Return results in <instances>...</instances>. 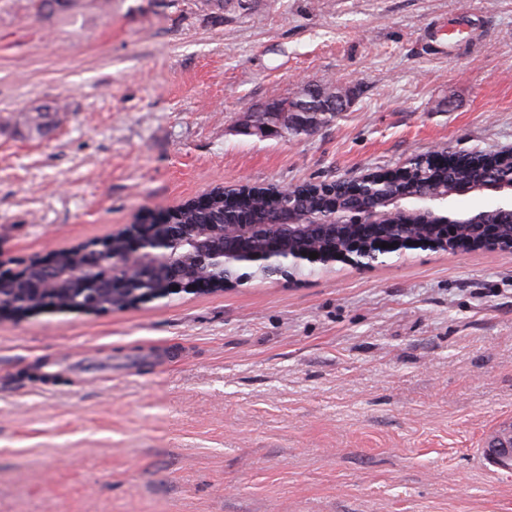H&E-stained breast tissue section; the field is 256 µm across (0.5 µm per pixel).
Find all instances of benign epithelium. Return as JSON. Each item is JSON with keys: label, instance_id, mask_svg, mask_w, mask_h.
Listing matches in <instances>:
<instances>
[{"label": "benign epithelium", "instance_id": "7a95c632", "mask_svg": "<svg viewBox=\"0 0 512 512\" xmlns=\"http://www.w3.org/2000/svg\"><path fill=\"white\" fill-rule=\"evenodd\" d=\"M407 161L405 176L391 172L385 176L369 175L348 183L352 191L363 186L387 183H407L413 178L411 164ZM472 192L487 193L494 197V206L503 216L512 219V178L497 176L478 184H460L448 188L443 194L415 191L411 194L391 195L383 200L387 206L401 207L405 200L411 201L414 210L422 217L440 227L452 224L455 237L445 235L437 239L420 235L392 238L384 235L382 225L375 223V209L358 205L350 210H340L328 205L326 214L308 219L290 204L283 205L270 221L250 223L232 222L224 224L168 225V233L160 239L145 236L146 225L133 224L122 233L124 246L112 252V288L123 291L135 285H148L154 271L161 265L170 270L167 291L178 288L185 291L200 290L198 278L211 269L224 272V287L230 288L247 280L242 273L245 267L263 269L271 276L293 278V272L308 265L341 263L351 267H364L380 263L385 255L394 250L400 254L408 250L445 248L451 253L459 252L458 238L477 233L476 248H491L512 251V239L506 241L493 225V234H487L486 213L462 215L450 211L453 197ZM342 238L344 245L333 252H325L317 241L325 236ZM388 247H382V244ZM316 253V258L309 257ZM46 284L62 280H80L74 272H63L57 264L56 255L38 258ZM482 452L495 467L512 471V419L498 424L485 438Z\"/></svg>", "mask_w": 512, "mask_h": 512}]
</instances>
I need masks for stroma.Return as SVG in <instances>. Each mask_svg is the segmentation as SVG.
Masks as SVG:
<instances>
[{
    "mask_svg": "<svg viewBox=\"0 0 512 512\" xmlns=\"http://www.w3.org/2000/svg\"><path fill=\"white\" fill-rule=\"evenodd\" d=\"M476 30L449 44V18ZM335 80L291 140L246 112ZM60 105L32 136L27 112ZM512 148V0H0V264L216 187ZM512 252L412 250L105 313L0 318V512H512ZM315 86L319 89V93L316 96L309 95L305 98H294V100L291 101L294 112H297L298 120L294 126L288 129L286 135L276 136L281 138H295L301 135H310L332 124L336 120L339 112L342 111L328 106L325 97L333 96V92L336 96H346V93H343L341 89L329 82ZM321 93L324 95L323 98L321 97ZM481 449L493 466L512 471V419L498 424L485 438Z\"/></svg>",
    "mask_w": 512,
    "mask_h": 512,
    "instance_id": "obj_1",
    "label": "stroma"
}]
</instances>
